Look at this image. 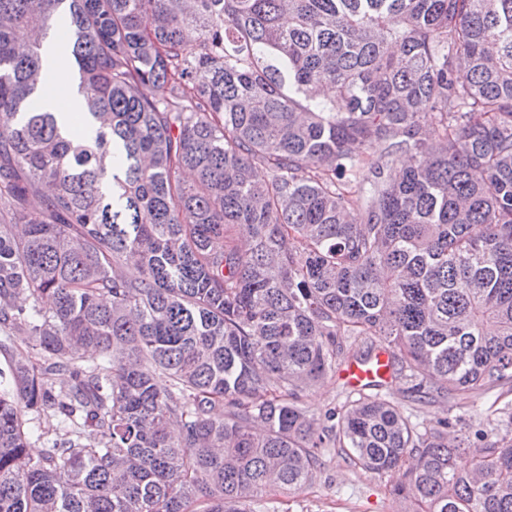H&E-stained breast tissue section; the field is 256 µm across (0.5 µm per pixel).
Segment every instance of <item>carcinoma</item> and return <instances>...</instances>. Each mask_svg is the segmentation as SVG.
Segmentation results:
<instances>
[{
    "label": "carcinoma",
    "instance_id": "1",
    "mask_svg": "<svg viewBox=\"0 0 512 512\" xmlns=\"http://www.w3.org/2000/svg\"><path fill=\"white\" fill-rule=\"evenodd\" d=\"M377 348L421 405L512 384V0H0V512H246L329 448L403 512H512V404L463 447L309 413ZM79 102L80 99L75 91L72 93L69 89L64 104L60 103L55 96L48 94L44 99V106L52 112H58L59 119L68 125V114L79 110ZM340 367L336 368L335 375L328 374L304 398L305 406L317 416H323L330 408L340 407L346 400L347 389L344 379L339 376ZM32 423L29 424L30 426V444H31V451L32 455L34 457L38 456V454L41 452L44 446V440L45 438H40L39 435L44 434V437L48 435V437H52L55 432L58 431V427L56 425L55 421H46L44 418L41 420H31Z\"/></svg>",
    "mask_w": 512,
    "mask_h": 512
}]
</instances>
